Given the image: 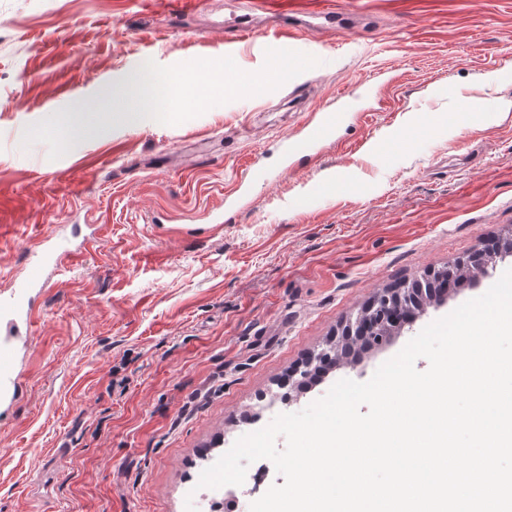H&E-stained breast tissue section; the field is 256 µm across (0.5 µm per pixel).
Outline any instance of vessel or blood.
<instances>
[{
    "label": "vessel or blood",
    "instance_id": "b4317fda",
    "mask_svg": "<svg viewBox=\"0 0 512 512\" xmlns=\"http://www.w3.org/2000/svg\"><path fill=\"white\" fill-rule=\"evenodd\" d=\"M347 100L338 95L336 106L318 108L313 119L304 127L307 143L317 144L326 140L342 120L340 106ZM73 252L58 241H46L39 252L32 254L29 264L31 273L10 289L8 295L0 297V414H5L19 395L22 374L19 370L21 344L34 321V291L45 288L47 267L58 264Z\"/></svg>",
    "mask_w": 512,
    "mask_h": 512
}]
</instances>
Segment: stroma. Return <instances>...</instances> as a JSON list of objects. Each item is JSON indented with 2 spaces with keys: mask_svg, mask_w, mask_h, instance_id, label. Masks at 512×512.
<instances>
[{
  "mask_svg": "<svg viewBox=\"0 0 512 512\" xmlns=\"http://www.w3.org/2000/svg\"><path fill=\"white\" fill-rule=\"evenodd\" d=\"M238 19L235 0H0V294L45 237L92 233L20 351L0 512H185L239 437L368 381L512 268L498 258L282 403L289 371L376 290L512 235V0H273L239 37ZM147 67L157 82L134 93ZM197 69L253 82L166 104L164 80ZM364 80L374 97H349L335 143L283 160L281 137ZM244 176L250 205L225 212Z\"/></svg>",
  "mask_w": 512,
  "mask_h": 512,
  "instance_id": "stroma-1",
  "label": "stroma"
}]
</instances>
